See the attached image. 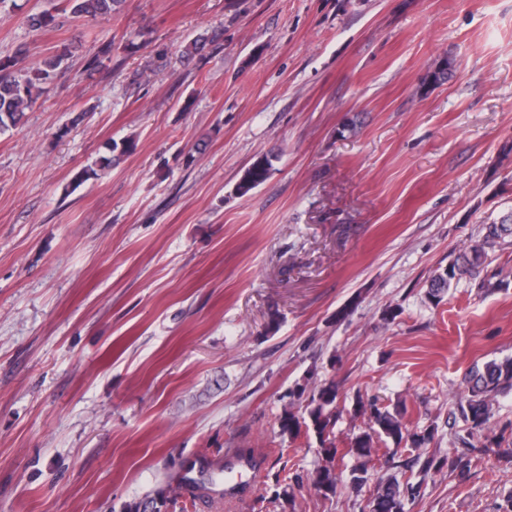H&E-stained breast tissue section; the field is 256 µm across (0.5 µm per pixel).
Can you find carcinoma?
Segmentation results:
<instances>
[{"label": "carcinoma", "instance_id": "carcinoma-1", "mask_svg": "<svg viewBox=\"0 0 512 512\" xmlns=\"http://www.w3.org/2000/svg\"><path fill=\"white\" fill-rule=\"evenodd\" d=\"M125 0H66V7L75 17L91 19L108 18L120 10ZM69 56V45L63 44L56 52L45 58L37 69L36 80L21 75L11 74L16 61L11 57L0 58V132L20 126L28 112L39 97L45 92L57 76L58 70ZM455 70V61L445 58L441 67L427 76L428 84L438 85L448 80ZM137 148V140L128 137L117 143L106 144L109 155L99 159V166H112V153L131 154ZM273 173V159L269 154L257 157L244 171L236 186V193L243 197L250 191L264 184ZM512 236V212L502 215L484 227L482 239L467 250L458 254L443 272L429 280L428 294L439 302L442 300L452 281L462 277L476 278L484 271L488 262V249ZM512 390V357L491 359L483 365H475L467 377V395L462 407L464 418L472 428L481 430L488 423L493 403L496 398ZM339 395L338 385L334 382L316 387L308 397L304 413L298 414L291 408L284 409L278 419L279 435L297 437L301 430L313 431L319 441V462L308 476L310 486L318 493L328 496L336 494V400ZM358 413L369 414L368 430L356 436L346 449V454L353 457L352 483L361 488L368 482L369 464L378 452L377 444L383 439H391L396 445H405L417 452L416 463L420 464L417 472L410 473L405 481L395 478L379 481L372 493V512H405V502L415 500L421 492L422 485L431 471L438 469L440 462L435 455L427 452L433 440L432 430H408L403 422V411L389 410L375 402L357 403ZM168 506V499L162 489L142 500L126 504L125 512H163Z\"/></svg>", "mask_w": 512, "mask_h": 512}]
</instances>
